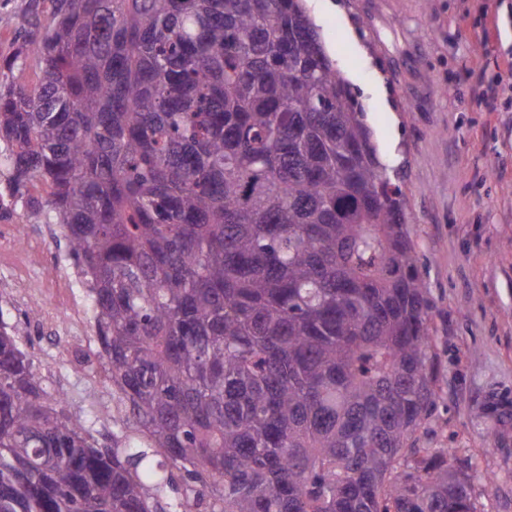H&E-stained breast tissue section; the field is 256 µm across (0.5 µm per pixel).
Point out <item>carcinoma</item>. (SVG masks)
I'll use <instances>...</instances> for the list:
<instances>
[{
	"instance_id": "obj_1",
	"label": "carcinoma",
	"mask_w": 512,
	"mask_h": 512,
	"mask_svg": "<svg viewBox=\"0 0 512 512\" xmlns=\"http://www.w3.org/2000/svg\"><path fill=\"white\" fill-rule=\"evenodd\" d=\"M14 43L0 73H37L0 83V165L62 228L124 432L0 319V512H476L417 447L406 199L302 0H27Z\"/></svg>"
}]
</instances>
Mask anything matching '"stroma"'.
<instances>
[{
    "label": "stroma",
    "mask_w": 512,
    "mask_h": 512,
    "mask_svg": "<svg viewBox=\"0 0 512 512\" xmlns=\"http://www.w3.org/2000/svg\"><path fill=\"white\" fill-rule=\"evenodd\" d=\"M365 108L432 305L438 397L420 435L471 475L477 512H512V112L478 103L512 59V0H306ZM38 289L41 304L21 296ZM90 298L57 224L0 223V317L70 416L112 441L117 405Z\"/></svg>",
    "instance_id": "stroma-1"
}]
</instances>
